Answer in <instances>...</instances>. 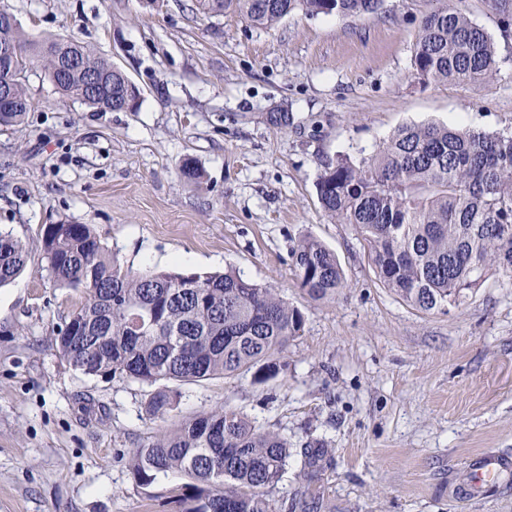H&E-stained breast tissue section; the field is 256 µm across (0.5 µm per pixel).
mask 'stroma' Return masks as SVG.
<instances>
[{"mask_svg": "<svg viewBox=\"0 0 512 512\" xmlns=\"http://www.w3.org/2000/svg\"><path fill=\"white\" fill-rule=\"evenodd\" d=\"M36 38L94 47L143 93L138 111L93 112L26 74L23 123L0 127V230L29 250L0 287V512H177L185 483L132 481L127 460L156 432L228 405L292 447L326 449L313 478L292 457L274 512H512V478L478 499L451 496L471 457H512V286L488 277L451 311L421 313L382 288L352 225L322 210L317 181L336 156L372 154L400 125L512 131V35L485 0L471 19L493 37L500 74L485 86L411 75L428 0H383L358 18L295 12L274 28L194 0H0ZM291 121H275L274 110ZM201 186L178 175L184 158ZM93 225L136 270L221 271L277 288L305 317L284 371L185 385L147 415L149 386L83 374L54 329L83 301L42 267L45 225ZM311 235L348 283L302 291L290 252Z\"/></svg>", "mask_w": 512, "mask_h": 512, "instance_id": "35a3bbf8", "label": "stroma"}]
</instances>
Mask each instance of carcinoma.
<instances>
[{
  "instance_id": "1",
  "label": "carcinoma",
  "mask_w": 512,
  "mask_h": 512,
  "mask_svg": "<svg viewBox=\"0 0 512 512\" xmlns=\"http://www.w3.org/2000/svg\"><path fill=\"white\" fill-rule=\"evenodd\" d=\"M382 0H196L199 13H233L270 29L296 11L359 17ZM500 28L512 29V0H487ZM12 83L17 105L0 109V127L20 125L31 108L26 73H50L58 57L75 54L81 69L112 77V87L92 95L74 74L55 89L93 112L112 111L124 86L112 61L76 40H36L16 24ZM499 73L495 42L473 22L463 0H435L422 17L412 54V75L422 83L466 88ZM181 176L202 182L197 162L184 158ZM324 212L355 226L379 282L422 313L458 306L490 274L512 284V132H487L439 124L398 127L374 153L340 156L317 182ZM54 284L84 301L52 336L59 355L88 375L116 376L154 388L146 409H173L177 387L251 374L265 383L284 370L288 342L300 335L302 311L274 288L222 272L135 271L98 239L90 224H48L40 240ZM291 258L302 289L314 299L347 287L333 251L312 236L301 238ZM28 262V249L0 232V287ZM80 325L83 332L71 335ZM299 454L317 467L322 448L290 447L288 439L257 427L230 407L204 412L135 449L128 468L137 486L161 474L190 479L181 487L179 512H274L288 460Z\"/></svg>"
}]
</instances>
